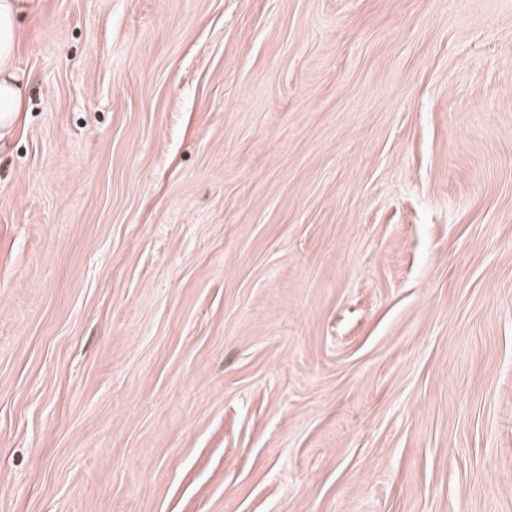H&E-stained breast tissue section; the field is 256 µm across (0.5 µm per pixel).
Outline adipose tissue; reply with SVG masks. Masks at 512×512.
<instances>
[{"label": "adipose tissue", "instance_id": "obj_1", "mask_svg": "<svg viewBox=\"0 0 512 512\" xmlns=\"http://www.w3.org/2000/svg\"><path fill=\"white\" fill-rule=\"evenodd\" d=\"M36 0H0V132L16 126L25 110V82L17 55L22 39L21 19Z\"/></svg>", "mask_w": 512, "mask_h": 512}]
</instances>
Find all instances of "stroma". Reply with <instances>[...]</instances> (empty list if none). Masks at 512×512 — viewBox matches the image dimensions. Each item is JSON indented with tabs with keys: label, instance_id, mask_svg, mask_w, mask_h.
<instances>
[{
	"label": "stroma",
	"instance_id": "1",
	"mask_svg": "<svg viewBox=\"0 0 512 512\" xmlns=\"http://www.w3.org/2000/svg\"><path fill=\"white\" fill-rule=\"evenodd\" d=\"M22 30L0 512H512V0Z\"/></svg>",
	"mask_w": 512,
	"mask_h": 512
}]
</instances>
